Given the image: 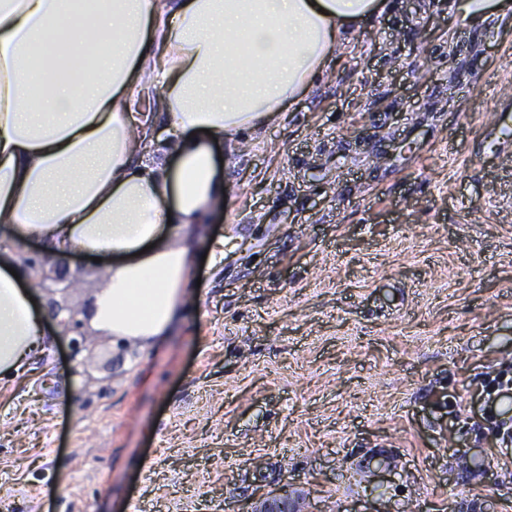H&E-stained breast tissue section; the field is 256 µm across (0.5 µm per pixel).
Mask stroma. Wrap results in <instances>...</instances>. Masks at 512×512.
Here are the masks:
<instances>
[{
  "label": "stroma",
  "mask_w": 512,
  "mask_h": 512,
  "mask_svg": "<svg viewBox=\"0 0 512 512\" xmlns=\"http://www.w3.org/2000/svg\"><path fill=\"white\" fill-rule=\"evenodd\" d=\"M389 0L244 149L194 243L190 302L161 347L55 320L0 388V512H512V13ZM223 249L216 257L215 249ZM84 308L108 260L46 270ZM300 495L288 484L261 496L247 512H297Z\"/></svg>",
  "instance_id": "obj_1"
}]
</instances>
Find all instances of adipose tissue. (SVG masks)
<instances>
[{
    "label": "adipose tissue",
    "mask_w": 512,
    "mask_h": 512,
    "mask_svg": "<svg viewBox=\"0 0 512 512\" xmlns=\"http://www.w3.org/2000/svg\"><path fill=\"white\" fill-rule=\"evenodd\" d=\"M61 2L0 0V224L52 254L112 255L90 328L158 344L188 302L177 229L224 202L219 142L280 120L388 0ZM19 267L0 251V380L44 349Z\"/></svg>",
    "instance_id": "ef3b65f1"
}]
</instances>
